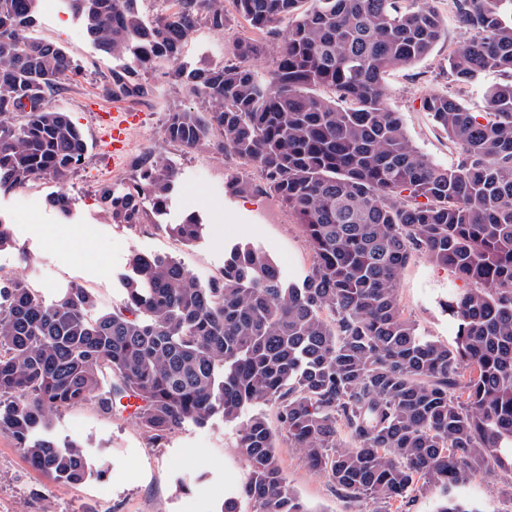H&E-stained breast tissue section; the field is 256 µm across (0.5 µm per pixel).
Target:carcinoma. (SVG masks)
<instances>
[{
	"label": "carcinoma",
	"mask_w": 512,
	"mask_h": 512,
	"mask_svg": "<svg viewBox=\"0 0 512 512\" xmlns=\"http://www.w3.org/2000/svg\"><path fill=\"white\" fill-rule=\"evenodd\" d=\"M36 2L0 0V192L45 174L62 181L87 153L51 104L79 65L32 35ZM140 2L69 0L93 43L124 60L102 87L112 100L153 94L146 74L178 62L202 24L222 32L241 19L256 34L230 60L176 69L201 107L169 113L164 135L254 168L261 181L227 187L295 213L310 271L288 285L264 252L237 245L203 285L172 257L137 254L107 312L85 288L47 303L27 281L0 279V434L46 478L76 484L90 474L84 450L45 433L61 408L111 414L135 398L159 442L187 421L272 403L288 440L348 501L390 512L433 486L436 512H480L451 489L490 459L512 471V81L484 90L482 113L443 92L422 99L459 151L445 167L408 138L384 84L444 36L435 0H232L233 14L224 0H171L151 18ZM453 4L471 38L448 52L452 80L512 74V0ZM271 48L272 67L256 65ZM176 181L156 157L100 202L113 223L135 226L166 211ZM165 229L192 243L204 224L190 214ZM415 253L473 284L442 302L451 347L400 308L398 277ZM238 448L252 512H310L281 476L264 416L247 421Z\"/></svg>",
	"instance_id": "obj_1"
}]
</instances>
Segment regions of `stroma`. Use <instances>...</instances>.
<instances>
[{"label": "stroma", "mask_w": 512, "mask_h": 512, "mask_svg": "<svg viewBox=\"0 0 512 512\" xmlns=\"http://www.w3.org/2000/svg\"><path fill=\"white\" fill-rule=\"evenodd\" d=\"M436 6L447 24L443 39L414 66L391 71L385 87L388 104L398 112L409 138L434 162L448 166L456 162L457 152L421 111L422 98L445 91L459 97L470 111L480 112L485 106L484 87L512 77L490 72L467 87L452 82L446 72L448 52L465 45L470 33L456 21L450 0H437ZM35 30L39 38L62 47L80 65L78 75L62 85L52 102L69 113L88 151L65 183L48 176L0 193V216L10 221L13 234L12 243L0 248V276L24 278L49 302L68 288H86L98 309L107 310L125 293L134 255L175 257L204 283L223 270L227 250L250 244L276 263L285 281L303 282L311 265V249L294 213L273 198L232 195L225 188L232 175L258 180L255 169L225 159L213 147L189 150L166 139L167 113L198 104L176 80L174 66L150 73L154 96L133 104L141 113L136 135L142 148L129 152L124 165L116 169L97 121L98 113L112 109L102 86L116 59L96 48L64 0H40ZM250 34L242 21L222 32L199 26L188 37L181 60L196 67L220 62L230 58L237 39ZM157 156L171 160L179 171L166 215H149L133 228L113 223L99 201L100 190L131 186L139 165ZM109 170L114 178H106ZM61 191L74 202L66 221L50 202ZM190 214L201 219L205 231L200 239L186 244L165 227ZM87 225L96 232L89 240L80 234ZM452 278L448 268L417 253L398 281L405 316L432 339L449 345L454 342V329L438 301L447 294ZM257 413L264 415L275 435V451L288 486L311 512H371L372 502L347 501L323 473L308 466L269 403L249 407L234 420L185 422L158 447L132 415H107L90 405L59 410L51 415L48 432L58 441H73L84 448L90 475L78 484L49 481L30 467L11 438L0 435V512H218L228 498L237 499L240 512H252L243 496L251 471L237 441L245 423ZM511 486L512 473L492 465L469 475L461 492L481 512H512V497L507 494Z\"/></svg>", "instance_id": "obj_1"}]
</instances>
